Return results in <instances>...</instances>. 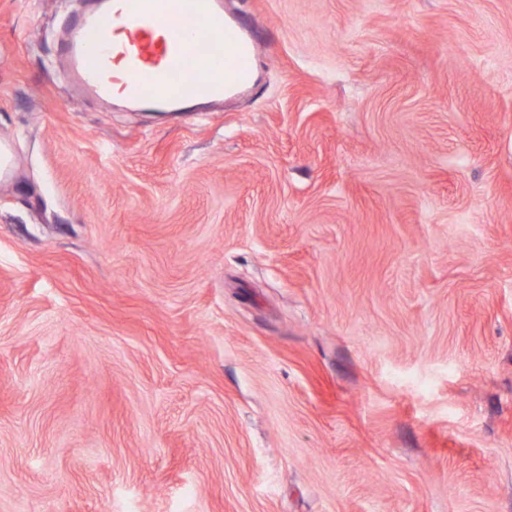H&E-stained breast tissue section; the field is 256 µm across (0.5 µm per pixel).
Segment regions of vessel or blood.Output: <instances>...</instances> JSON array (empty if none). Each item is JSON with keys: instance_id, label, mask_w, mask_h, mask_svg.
Wrapping results in <instances>:
<instances>
[{"instance_id": "vessel-or-blood-1", "label": "vessel or blood", "mask_w": 512, "mask_h": 512, "mask_svg": "<svg viewBox=\"0 0 512 512\" xmlns=\"http://www.w3.org/2000/svg\"><path fill=\"white\" fill-rule=\"evenodd\" d=\"M59 52L81 93L177 111L247 87L255 41L224 0H184L176 9L170 0H90L67 22Z\"/></svg>"}]
</instances>
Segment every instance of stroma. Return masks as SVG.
Listing matches in <instances>:
<instances>
[{"label": "stroma", "instance_id": "stroma-1", "mask_svg": "<svg viewBox=\"0 0 512 512\" xmlns=\"http://www.w3.org/2000/svg\"><path fill=\"white\" fill-rule=\"evenodd\" d=\"M224 6L161 115L0 0V512H512V0Z\"/></svg>", "mask_w": 512, "mask_h": 512}]
</instances>
